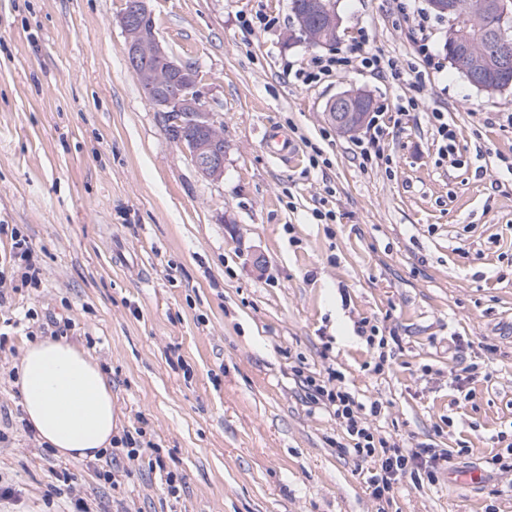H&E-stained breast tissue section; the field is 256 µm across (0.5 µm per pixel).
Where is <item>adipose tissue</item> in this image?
Wrapping results in <instances>:
<instances>
[{
	"instance_id": "1",
	"label": "adipose tissue",
	"mask_w": 512,
	"mask_h": 512,
	"mask_svg": "<svg viewBox=\"0 0 512 512\" xmlns=\"http://www.w3.org/2000/svg\"><path fill=\"white\" fill-rule=\"evenodd\" d=\"M17 384L28 427L60 458H95L112 446L118 426L112 388L98 363L60 338L29 343Z\"/></svg>"
}]
</instances>
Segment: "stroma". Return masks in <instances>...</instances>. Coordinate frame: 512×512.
Returning a JSON list of instances; mask_svg holds the SVG:
<instances>
[{"mask_svg": "<svg viewBox=\"0 0 512 512\" xmlns=\"http://www.w3.org/2000/svg\"><path fill=\"white\" fill-rule=\"evenodd\" d=\"M171 55L200 72L224 129V176L202 178L131 71L121 0H0V254L30 242L40 284L5 271L0 305V512H512V89L477 90L448 63L427 0H337L340 43H289L290 0H151ZM264 15L268 27L246 26ZM428 44L429 55L419 52ZM393 63L378 74L360 55ZM351 57L317 84L316 57ZM362 89L388 160L365 168L326 116ZM455 130L441 158L433 113ZM296 142L277 159L264 132ZM321 163H312L313 153ZM390 340L388 363L363 324ZM95 358L119 431L165 470L115 452L61 459L35 439L14 383L54 325ZM332 367L375 436L428 443L448 469L375 499V458L350 449L301 380ZM470 390L461 400L458 386ZM181 476L170 496L166 472Z\"/></svg>", "mask_w": 512, "mask_h": 512, "instance_id": "35a3bbf8", "label": "stroma"}]
</instances>
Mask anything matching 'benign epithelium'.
I'll use <instances>...</instances> for the list:
<instances>
[{
	"label": "benign epithelium",
	"instance_id": "1",
	"mask_svg": "<svg viewBox=\"0 0 512 512\" xmlns=\"http://www.w3.org/2000/svg\"><path fill=\"white\" fill-rule=\"evenodd\" d=\"M149 0H123L118 15L125 38V49L130 67L141 84L145 97L167 118L169 137L192 159L199 175L219 180L224 174V138L212 136L218 122L202 104L198 93V70L195 66L176 60L158 38ZM436 9L455 16L448 31V42L453 44L448 60L470 80L477 81L486 63L490 62L487 49L461 41L465 27H480L486 41L501 48L496 58L501 63L509 60L508 42L502 30L488 24L489 18L500 17V23L512 21V15L501 0H436ZM302 17L340 32L342 19L337 11L328 9L324 0H302ZM372 102L362 90H347L332 98L326 107L328 120L345 133H354L363 125Z\"/></svg>",
	"mask_w": 512,
	"mask_h": 512
}]
</instances>
